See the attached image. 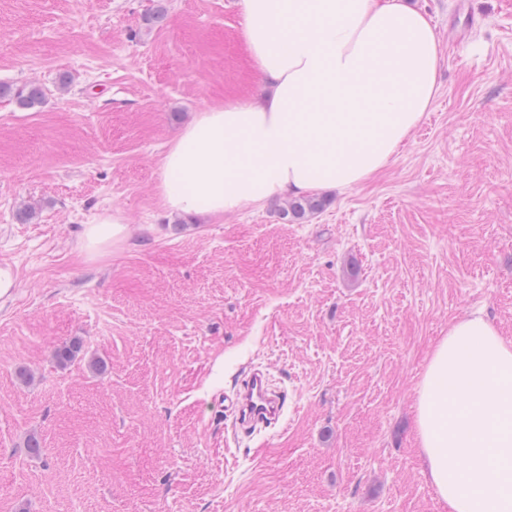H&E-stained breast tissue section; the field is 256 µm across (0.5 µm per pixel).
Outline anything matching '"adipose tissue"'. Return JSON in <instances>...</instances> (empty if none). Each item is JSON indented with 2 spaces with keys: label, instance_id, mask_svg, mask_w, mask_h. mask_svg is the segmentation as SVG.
Segmentation results:
<instances>
[{
  "label": "adipose tissue",
  "instance_id": "obj_1",
  "mask_svg": "<svg viewBox=\"0 0 512 512\" xmlns=\"http://www.w3.org/2000/svg\"><path fill=\"white\" fill-rule=\"evenodd\" d=\"M242 34L266 84L261 101L195 113L162 159L174 214L366 183L434 103L437 36L405 0H239ZM127 236L120 211L86 224L83 254ZM415 431L448 512H512V340L478 312L437 342L416 389Z\"/></svg>",
  "mask_w": 512,
  "mask_h": 512
}]
</instances>
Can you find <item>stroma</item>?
<instances>
[{
	"label": "stroma",
	"mask_w": 512,
	"mask_h": 512,
	"mask_svg": "<svg viewBox=\"0 0 512 512\" xmlns=\"http://www.w3.org/2000/svg\"><path fill=\"white\" fill-rule=\"evenodd\" d=\"M238 2L0 0V83L46 91L0 98V512H443L417 383L468 313L512 338V0H411L438 95L376 178L299 221L171 214L169 143L261 96ZM113 208L128 239L86 258ZM257 366L286 402L247 435L226 399ZM1 97H11L19 108L29 109L44 101L45 92L38 85H25L14 88L12 85L0 84Z\"/></svg>",
	"instance_id": "obj_1"
}]
</instances>
